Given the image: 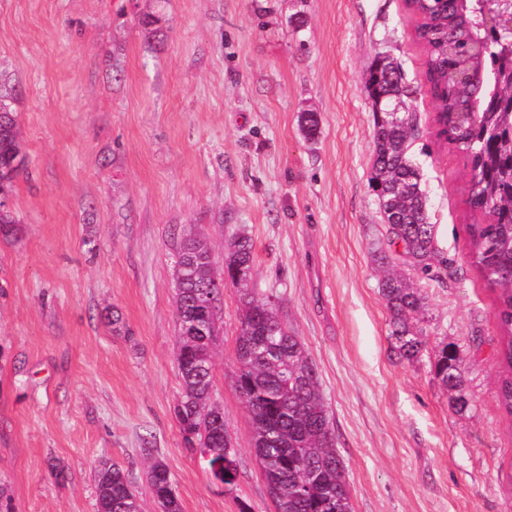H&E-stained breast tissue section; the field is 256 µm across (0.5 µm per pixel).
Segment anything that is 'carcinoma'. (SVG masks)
Wrapping results in <instances>:
<instances>
[{"instance_id":"cac0c4a2","label":"carcinoma","mask_w":512,"mask_h":512,"mask_svg":"<svg viewBox=\"0 0 512 512\" xmlns=\"http://www.w3.org/2000/svg\"><path fill=\"white\" fill-rule=\"evenodd\" d=\"M418 18L415 37L426 55L425 77L439 116L477 109L463 125L448 122L445 143L462 153L471 172L480 176L470 189L469 205L490 220L468 225L469 260L489 285L498 288L496 317L500 329L497 359L501 368L498 401L512 417V83L500 65L508 43L490 28L486 12L493 0H409ZM363 92L373 110L374 153L370 183L392 199L395 217L384 218L385 244L377 246L388 267L380 292L390 314L391 336L398 355L418 358L426 344L420 327L425 296L399 268L432 278L441 267L452 276V263L440 256L436 226L431 224L420 173L408 157L415 113L388 114L392 98L406 103L412 91L399 64L377 54L369 64ZM0 182L11 192L24 167L7 162L23 152L11 100L0 94ZM12 211H0V237L16 232ZM254 251L251 239L236 236L224 249V272L213 259L209 239L193 229L182 234L174 270L176 322L180 337L176 366L181 379L175 414L187 447L208 455L207 466L220 464L226 487L238 478L236 453L224 428V411L211 403L215 336L221 286L237 288L240 318L234 341L235 386L247 407L253 447L275 512H353L344 466L320 388L299 337L288 329L273 293L251 288ZM434 373L450 392L449 406L462 413L471 408L464 389V367L455 350L443 345ZM153 494L163 512H182L167 465L158 459L148 471ZM97 512H139L128 473L102 461L95 470Z\"/></svg>"}]
</instances>
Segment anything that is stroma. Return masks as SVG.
<instances>
[{
    "label": "stroma",
    "mask_w": 512,
    "mask_h": 512,
    "mask_svg": "<svg viewBox=\"0 0 512 512\" xmlns=\"http://www.w3.org/2000/svg\"><path fill=\"white\" fill-rule=\"evenodd\" d=\"M415 24L406 0H0V90L27 156L17 233L0 238V512H96L102 460L129 472L141 512H159L150 456L182 512H274L234 384L236 288L212 394L233 488L214 484L175 418L173 266L192 226L219 264L234 236L251 238L252 286L281 297L319 374L354 512H512L497 292L466 261L467 227L486 217L439 137ZM379 53L415 91L409 155L456 269L421 282L426 345L411 362L374 256L386 229L362 87ZM445 343L465 363L464 413L432 370Z\"/></svg>",
    "instance_id": "1"
}]
</instances>
